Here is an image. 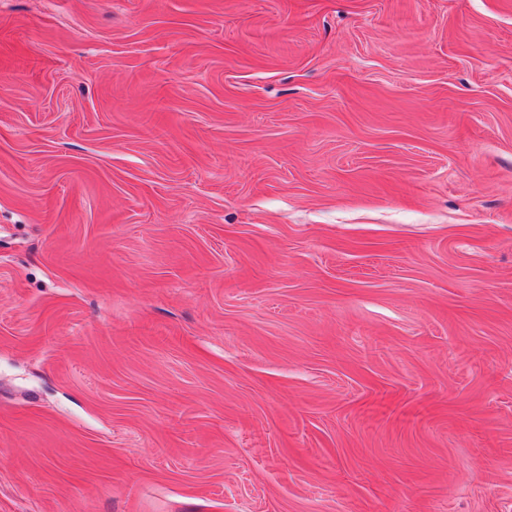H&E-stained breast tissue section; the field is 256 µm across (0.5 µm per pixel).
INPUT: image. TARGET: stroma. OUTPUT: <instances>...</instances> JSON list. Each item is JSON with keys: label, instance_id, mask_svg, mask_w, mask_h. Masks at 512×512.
Returning a JSON list of instances; mask_svg holds the SVG:
<instances>
[{"label": "stroma", "instance_id": "stroma-1", "mask_svg": "<svg viewBox=\"0 0 512 512\" xmlns=\"http://www.w3.org/2000/svg\"><path fill=\"white\" fill-rule=\"evenodd\" d=\"M0 512H512V0H0Z\"/></svg>", "mask_w": 512, "mask_h": 512}]
</instances>
